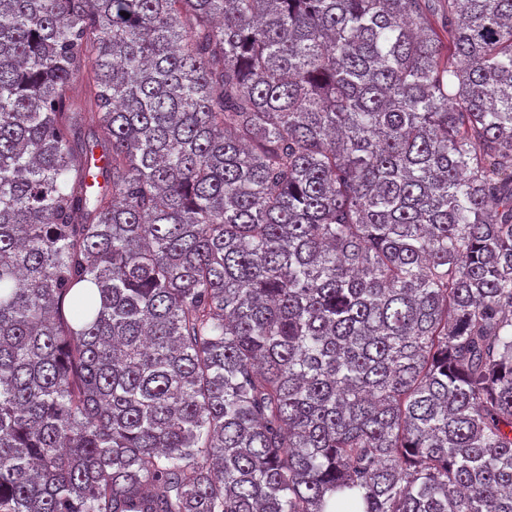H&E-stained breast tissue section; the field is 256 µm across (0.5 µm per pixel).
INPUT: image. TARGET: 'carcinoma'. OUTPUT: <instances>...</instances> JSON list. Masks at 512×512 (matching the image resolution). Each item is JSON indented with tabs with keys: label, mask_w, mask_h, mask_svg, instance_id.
<instances>
[{
	"label": "carcinoma",
	"mask_w": 512,
	"mask_h": 512,
	"mask_svg": "<svg viewBox=\"0 0 512 512\" xmlns=\"http://www.w3.org/2000/svg\"><path fill=\"white\" fill-rule=\"evenodd\" d=\"M0 512H512V0H0Z\"/></svg>",
	"instance_id": "cac0c4a2"
}]
</instances>
